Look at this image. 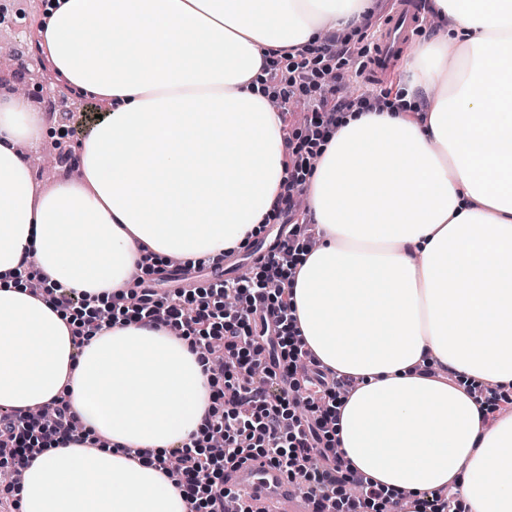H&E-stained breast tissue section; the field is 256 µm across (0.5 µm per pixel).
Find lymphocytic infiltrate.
I'll return each mask as SVG.
<instances>
[{
  "label": "lymphocytic infiltrate",
  "instance_id": "obj_1",
  "mask_svg": "<svg viewBox=\"0 0 512 512\" xmlns=\"http://www.w3.org/2000/svg\"><path fill=\"white\" fill-rule=\"evenodd\" d=\"M387 18L386 12L370 11L363 16L356 37L330 35L316 47L317 59L331 62L335 74L325 92L311 95L313 70L307 61L291 59L269 71L271 95L284 104L309 102L312 119L329 129L336 127L338 113L376 109L384 97L366 88L363 74L374 35ZM285 143L291 171L274 206L282 225L281 239L257 264L262 287L224 279L222 264L215 261L208 266V288L193 285L163 290L156 279L140 277L135 288L112 298L113 317L178 329L193 346L206 348L207 365L222 367L224 388L215 396L221 409L210 412L207 419L209 431L224 436V448L218 456L186 444L157 459L146 450L135 453L139 461L157 463L190 501L194 512H225V500L233 493L229 471L257 458L283 470L310 495L314 512H331L330 502L340 484L357 485L369 499L380 496L371 482L344 469L330 439L336 424V401L353 388V379L335 377L291 333L294 318L287 274L296 266V252L316 242L319 231L311 219L303 217L301 205V173L314 160L313 145L290 135ZM220 290L245 294L246 307L217 313L210 304V294ZM47 301L60 310L82 312L73 331L75 348H82L87 337L101 330L99 317L87 311L85 296L57 287L48 289ZM27 419L21 412L0 413V461H10L14 476L4 488L8 494L20 490L16 476L35 457L21 437Z\"/></svg>",
  "mask_w": 512,
  "mask_h": 512
}]
</instances>
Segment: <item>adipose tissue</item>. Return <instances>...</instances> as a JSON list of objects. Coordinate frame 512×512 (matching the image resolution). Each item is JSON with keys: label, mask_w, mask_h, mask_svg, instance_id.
<instances>
[{"label": "adipose tissue", "mask_w": 512, "mask_h": 512, "mask_svg": "<svg viewBox=\"0 0 512 512\" xmlns=\"http://www.w3.org/2000/svg\"><path fill=\"white\" fill-rule=\"evenodd\" d=\"M372 0H45L41 37L72 86L111 111L80 178L35 189L49 136L27 97L0 96V407L80 429L25 471L19 512H191L130 457L193 444L215 380L173 328L105 322L75 349L70 314L24 274L109 305L155 258L210 263L259 237L289 176L274 58L353 30ZM379 112L343 113L305 182L321 232L288 282L318 361L357 385L334 443L390 501L453 493L454 512H512V0H429ZM109 442L101 448L95 443ZM52 417L43 425L42 438L62 441L73 440L78 430V419L70 410L69 403L61 397L50 409Z\"/></svg>", "instance_id": "adipose-tissue-1"}]
</instances>
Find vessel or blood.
<instances>
[{
	"mask_svg": "<svg viewBox=\"0 0 512 512\" xmlns=\"http://www.w3.org/2000/svg\"><path fill=\"white\" fill-rule=\"evenodd\" d=\"M419 27L418 17L401 9L385 23L374 40L368 64L370 74L391 65ZM230 482L246 493L253 504L278 502L288 512H309L305 494L280 469L262 460L250 461L232 471Z\"/></svg>",
	"mask_w": 512,
	"mask_h": 512,
	"instance_id": "obj_1",
	"label": "vessel or blood"
}]
</instances>
